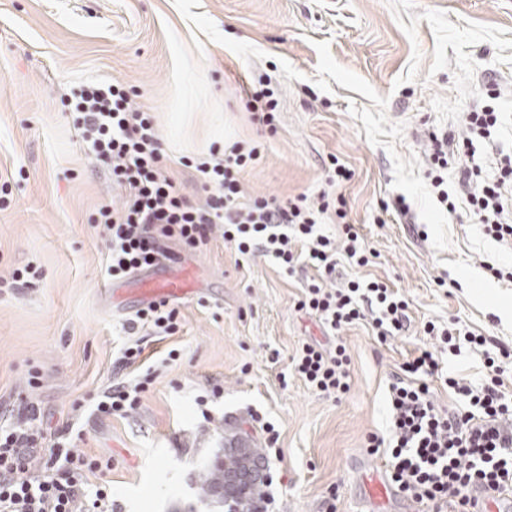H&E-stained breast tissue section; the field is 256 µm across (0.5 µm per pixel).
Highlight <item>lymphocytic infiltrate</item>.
I'll list each match as a JSON object with an SVG mask.
<instances>
[{
	"label": "lymphocytic infiltrate",
	"mask_w": 512,
	"mask_h": 512,
	"mask_svg": "<svg viewBox=\"0 0 512 512\" xmlns=\"http://www.w3.org/2000/svg\"><path fill=\"white\" fill-rule=\"evenodd\" d=\"M136 89L119 82L83 86L74 108L81 139L95 158L112 170L118 206L101 205L95 225L106 245L105 275L120 280L176 261L215 239L233 245L241 260L263 256L286 272L310 267L297 308L315 316L336 339L325 345L303 343L291 359L295 375L326 396L346 394L349 357L338 341L341 330L368 321L379 341L401 332L408 320V300L382 282L348 281L336 287L341 263L368 266L372 254L355 225L342 226L343 242L320 230L330 203L307 194L281 199L246 196L243 175L261 157L260 143L236 141L227 147L181 159L192 181L206 193L196 203L180 183L165 175L166 158L154 117L138 103ZM498 122L491 106L464 115L465 134L449 132L434 139L431 161L444 169L455 165L458 184L486 235L512 246V223L504 215L502 190L512 184V154H500L497 169L486 176L475 160L476 146L489 140ZM180 310L161 299L137 310L122 324L125 341L112 362L109 383L90 398L91 414L128 418L141 409L160 367L180 357L170 349L159 364H147L148 337L177 335ZM424 333L460 351L462 344L480 350L487 379L473 384L446 377L456 404L440 409L429 381L439 375L434 353L419 350L393 373L388 384L387 435L368 437L370 454L380 456L389 483L425 512H473L475 492L512 488V391L501 378L496 354L486 337L456 324L429 321ZM82 430L66 420L46 426L33 399L20 395L0 414V512H117L112 489L102 477L110 460L74 452ZM99 479L89 487V476Z\"/></svg>",
	"instance_id": "lymphocytic-infiltrate-1"
}]
</instances>
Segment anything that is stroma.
<instances>
[{"mask_svg":"<svg viewBox=\"0 0 512 512\" xmlns=\"http://www.w3.org/2000/svg\"><path fill=\"white\" fill-rule=\"evenodd\" d=\"M267 75L279 100L277 132L249 120L247 86ZM119 81L151 108L168 175L202 201L184 156L236 140L262 142L244 180L248 195L343 198L323 233L360 225L372 262L359 276L404 294L408 331L378 342L363 325L342 331L350 390L333 400L286 366L303 341L323 340L299 312L304 273L260 256L239 266L223 240L183 254L200 287L178 300L182 332L138 413L93 420L74 410L107 384L123 341L122 314L106 299L98 204L117 196L105 166L81 142L67 103L81 85ZM498 113L486 163L512 152V0H0V277L31 265L42 277L16 294L0 288V401L42 374L31 397L50 423L83 426L78 452L111 459L107 478L121 512H173L199 503L194 481L227 436L264 446L249 418L280 429L273 470L281 512H365L364 484L383 471L367 452L388 429L387 388L434 320L512 347V248L465 211L448 213L453 170L434 189L432 134L459 130L478 104ZM350 180L328 186L332 159ZM280 353L271 361V350ZM224 388L203 419L195 399Z\"/></svg>","mask_w":512,"mask_h":512,"instance_id":"35a3bbf8","label":"stroma"}]
</instances>
